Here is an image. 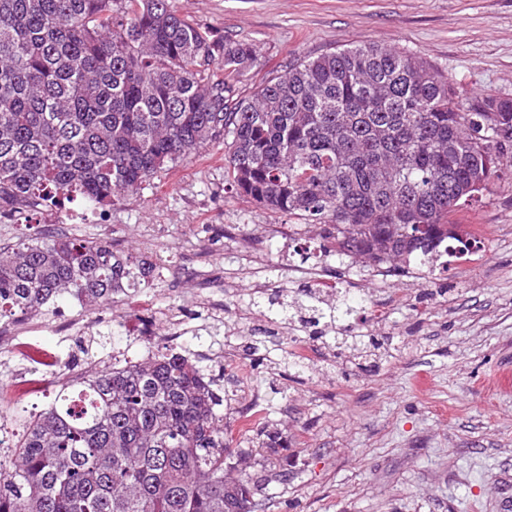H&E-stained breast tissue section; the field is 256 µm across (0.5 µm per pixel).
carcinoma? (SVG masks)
Returning <instances> with one entry per match:
<instances>
[{
	"label": "carcinoma",
	"instance_id": "obj_1",
	"mask_svg": "<svg viewBox=\"0 0 512 512\" xmlns=\"http://www.w3.org/2000/svg\"><path fill=\"white\" fill-rule=\"evenodd\" d=\"M255 60L176 0H0V209L136 193L208 143L273 213L329 225L372 265L479 248L451 221L512 162V98L467 107L421 55L376 43L291 63L240 95ZM148 268L107 240L29 235L0 248V320L70 294L112 301ZM336 332V357H367ZM219 376L169 352L61 390L0 463V512H262L247 456L227 463Z\"/></svg>",
	"mask_w": 512,
	"mask_h": 512
}]
</instances>
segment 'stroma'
Wrapping results in <instances>:
<instances>
[{"label":"stroma","mask_w":512,"mask_h":512,"mask_svg":"<svg viewBox=\"0 0 512 512\" xmlns=\"http://www.w3.org/2000/svg\"><path fill=\"white\" fill-rule=\"evenodd\" d=\"M181 11L225 37L250 44L252 65L237 85L250 93L283 75L293 61L329 49L375 42L420 54L455 84L462 103L512 97V0H178ZM223 142L204 146L148 188L115 197L96 222L75 235L104 239L147 262L170 255L203 257L224 287L212 308L189 289L148 277L111 304L94 309L101 324L90 340L42 333L41 346L60 366L89 358L109 365L141 347L132 325L148 320L131 299L150 295L176 312L189 332L158 337L190 350L200 366L218 367L215 350L243 362L225 372L232 426L251 397L269 430L288 438L285 456L250 458L264 484V512H501L512 502V166L479 202L453 213L466 231L480 229V250L429 272L420 261L387 278L361 260L330 253L336 285L365 294L369 305L348 318L356 335L381 344L348 363L316 357L306 371L289 367L295 330L250 310L292 301L310 290L298 275L321 237L286 241L267 224H304L236 195L225 179ZM233 450L258 439L231 433Z\"/></svg>","instance_id":"stroma-1"}]
</instances>
